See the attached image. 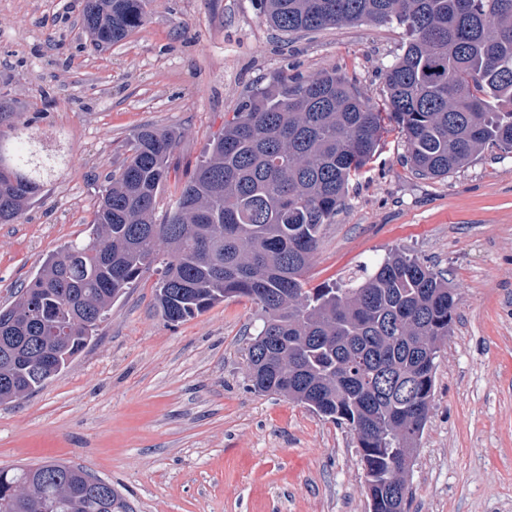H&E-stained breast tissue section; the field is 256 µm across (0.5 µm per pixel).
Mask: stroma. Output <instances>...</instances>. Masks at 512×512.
<instances>
[{
	"label": "stroma",
	"instance_id": "1",
	"mask_svg": "<svg viewBox=\"0 0 512 512\" xmlns=\"http://www.w3.org/2000/svg\"><path fill=\"white\" fill-rule=\"evenodd\" d=\"M84 0H0V95L16 123L59 133L67 161L25 216L0 224V307L61 245L87 240L98 197L145 127L179 132L191 171L250 91L277 74L336 70L371 102L404 51L394 24L284 34L252 0H152L146 23L93 48ZM385 121L365 177L323 226L306 279L343 285L400 249L444 271L456 296L436 360L409 512H512V154L486 148L444 179L404 164ZM155 269L113 303L58 377L0 404V466L62 460L109 481L137 512H370L344 425L254 390L261 313L228 298L179 324L155 304Z\"/></svg>",
	"mask_w": 512,
	"mask_h": 512
}]
</instances>
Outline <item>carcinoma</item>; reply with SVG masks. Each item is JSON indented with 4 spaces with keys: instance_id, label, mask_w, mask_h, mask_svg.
Instances as JSON below:
<instances>
[{
    "instance_id": "cac0c4a2",
    "label": "carcinoma",
    "mask_w": 512,
    "mask_h": 512,
    "mask_svg": "<svg viewBox=\"0 0 512 512\" xmlns=\"http://www.w3.org/2000/svg\"><path fill=\"white\" fill-rule=\"evenodd\" d=\"M282 33L370 21L404 29L403 54L384 73L378 107L336 71L278 75L224 119V133L175 193L163 223L158 196L176 175L178 135L146 127L98 199L90 240L49 256L0 308V403L60 375L97 331L112 301L154 263L169 323L229 296L262 312L248 349L260 392L283 394L354 432L371 512H405L406 476L429 418L438 342L455 298L444 273L401 251L343 287H306L322 226L374 158L385 118L415 174L445 178L487 146L512 154V0H253ZM150 0H85L95 47L126 39ZM0 100V224L18 221L58 156L12 121ZM281 336L280 346L267 337ZM94 475L66 462L0 468L8 512H102Z\"/></svg>"
}]
</instances>
